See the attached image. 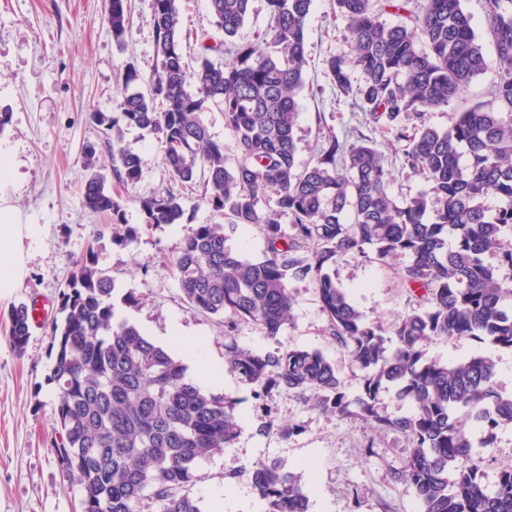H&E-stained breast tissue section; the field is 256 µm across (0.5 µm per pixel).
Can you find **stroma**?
<instances>
[{
	"mask_svg": "<svg viewBox=\"0 0 512 512\" xmlns=\"http://www.w3.org/2000/svg\"><path fill=\"white\" fill-rule=\"evenodd\" d=\"M110 0H0V112L10 121L0 129V165L9 171L0 182V205L15 209L20 223L36 224L41 238L30 251L28 274L10 299L0 302V512H80V488L62 472L52 454L57 438L54 415L57 389L50 383L49 323L59 316V297L75 262L86 250L94 228L105 216L82 205L83 148L97 147L96 161L110 166L102 147L100 127L92 112H112L127 64L150 74L155 64L152 0H129L131 27L125 46H117L107 23ZM182 47L198 54L199 38L223 41L208 0H182ZM308 65L298 94L300 116L296 129V162L311 161L317 145L329 134L354 131L371 138L393 171L391 192L404 199L425 190L421 177L402 170L395 137L380 124H365L350 100L340 97L324 72V61L350 51L346 22L333 0H313L306 33ZM500 71L489 65L463 95L447 107L427 113V121L448 128L457 112L477 101L490 100ZM126 144L141 158L137 193L163 190V150L151 135L129 128ZM202 187L189 191L187 213L180 224L144 223L138 206L125 205L126 225L135 232L130 242L107 236L98 243V259L113 278L112 303L116 320L135 325L155 344L175 357L182 347L172 332L196 342L214 363L224 361V345L260 352L304 347L321 351L335 361L344 390L356 396L360 373L327 333V316L312 284H297L291 319L277 339L261 326L239 322L225 334L219 318L193 309L183 298L173 259L188 231L199 224H216L222 217L201 199ZM335 277L364 316L391 325L416 308L410 288L393 269L368 257L349 255L339 261ZM38 304L43 322L32 325L23 353L4 339L12 308ZM475 355L496 364V388L512 395V348L491 346L469 337L432 340L427 359L454 363ZM206 393L237 400L240 432L223 452L203 460L201 479L189 490L201 512H214L223 499L224 512H265L242 471L259 460L281 459L313 486L310 512H418L415 493L394 481L391 472L402 466L409 443L389 434L372 437L361 419L321 414L304 401L281 391L265 402L253 388L231 372ZM271 415H263V407ZM274 427L262 430L265 418ZM299 425L301 432L282 438V426ZM480 468L486 485H494L503 469L512 466V424L497 429L493 442L481 449Z\"/></svg>",
	"mask_w": 512,
	"mask_h": 512,
	"instance_id": "obj_1",
	"label": "stroma"
}]
</instances>
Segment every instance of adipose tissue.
<instances>
[{
    "label": "adipose tissue",
    "instance_id": "ef3b65f1",
    "mask_svg": "<svg viewBox=\"0 0 512 512\" xmlns=\"http://www.w3.org/2000/svg\"><path fill=\"white\" fill-rule=\"evenodd\" d=\"M38 240V225L18 223L13 210L0 207V301L25 278L29 252Z\"/></svg>",
    "mask_w": 512,
    "mask_h": 512
}]
</instances>
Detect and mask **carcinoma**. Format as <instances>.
<instances>
[{
  "mask_svg": "<svg viewBox=\"0 0 512 512\" xmlns=\"http://www.w3.org/2000/svg\"><path fill=\"white\" fill-rule=\"evenodd\" d=\"M250 2L209 0L231 60H212L218 48L204 45L191 66L180 0H153L152 73L128 66L114 111L90 113L112 169L96 166L95 146L84 147L83 205L111 223L93 231L60 293L63 323L50 331L60 434L52 452L80 488L81 512H140L145 500L159 512H200L186 489L199 481V463L239 431L235 400L203 392L168 350L114 321L112 276L99 266L95 243L125 223L126 199L112 192L110 178L125 189L141 179L139 154L123 145L127 128L156 136L169 182L201 184L202 201L227 221L198 224L183 239L174 267L184 299L224 319L228 334L250 321L275 338L290 320L295 283L309 281L328 334L360 371L362 391L351 399L335 363L318 350L225 345L228 369L254 387L255 397L288 392L323 414L409 436V456L393 477L412 486L419 512H512V466L489 487L477 464L494 430L512 423V396L495 389L494 361L477 355L441 364L426 360L424 350L453 336L512 348V0H484L501 71L491 103L471 105L446 129L428 124L425 114L458 99L488 68L462 0H424L419 15L396 25L370 0H335L351 52L326 59V74L366 121L386 119L404 167L428 184L401 201L390 193L393 172L384 155L362 136L330 135L297 166L296 91L304 85L312 0H267L270 24L260 45L236 41ZM108 24L123 45L125 0H110ZM214 107L224 112L229 146L212 141L202 119ZM408 113L420 124L401 125ZM230 149L237 156L232 166ZM489 194L500 201L494 213L483 205ZM133 201L149 225L179 224L186 213V197L169 189ZM284 215L289 235L281 230ZM253 226L265 240L260 261L226 245V228ZM489 251L494 265L485 262ZM370 253L383 263L400 260L395 274L427 304L388 331L361 314L333 275L341 258ZM29 336L22 305L11 311L5 339L21 353ZM391 388L412 412L381 411L380 396ZM465 418L482 429L480 440ZM244 474L266 512H309L308 489L281 460L257 461Z\"/></svg>",
  "mask_w": 512,
  "mask_h": 512,
  "instance_id": "carcinoma-1",
  "label": "carcinoma"
}]
</instances>
